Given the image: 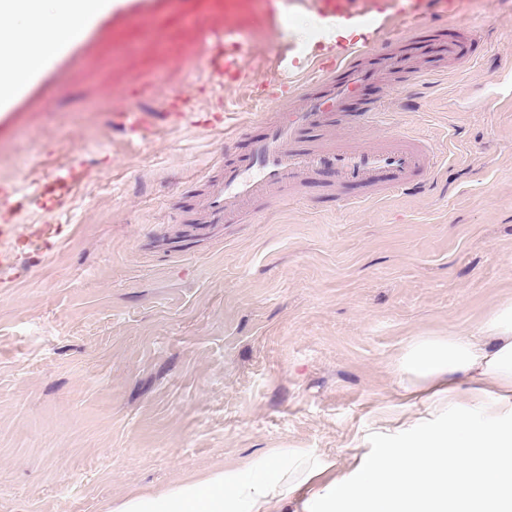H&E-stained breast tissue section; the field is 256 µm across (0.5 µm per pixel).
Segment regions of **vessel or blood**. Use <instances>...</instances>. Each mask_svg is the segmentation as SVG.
Listing matches in <instances>:
<instances>
[{"instance_id": "vessel-or-blood-1", "label": "vessel or blood", "mask_w": 512, "mask_h": 512, "mask_svg": "<svg viewBox=\"0 0 512 512\" xmlns=\"http://www.w3.org/2000/svg\"><path fill=\"white\" fill-rule=\"evenodd\" d=\"M317 2L319 17L338 22L354 9L363 26L377 31L402 26L413 36L391 38L376 54L354 41L333 47L316 45L286 59L278 94H269L267 84H253L252 97L262 107V131L247 143H234L218 162L216 173L207 177L193 236H203L211 225L231 217H255L268 202L285 198L287 191L310 180L329 187L357 182L369 197L378 198L422 186L432 175L437 155L421 137L391 131L376 145L364 148L337 138L336 133L357 131L363 122L381 116L383 100L360 96V89L380 84L386 77L396 87L414 80L413 61L424 43L442 36L448 23L471 16L476 0H367L362 10L356 7L358 0ZM254 48L248 30L222 27L203 46L201 63L213 81L243 83L247 81L244 61ZM444 52L443 58L433 60L435 70L464 66L462 40L448 39ZM185 104V98L176 94L164 112L115 109L109 123L113 131L130 139L144 138L160 123L171 127L189 123L205 134L223 127L222 113L195 114L185 111ZM90 176L89 166L73 163L62 173L42 179L37 185L40 207L56 212L67 209ZM24 209L17 188L1 183V239L13 235L15 218Z\"/></svg>"}]
</instances>
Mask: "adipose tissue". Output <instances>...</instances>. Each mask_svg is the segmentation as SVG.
<instances>
[{"label": "adipose tissue", "instance_id": "1", "mask_svg": "<svg viewBox=\"0 0 512 512\" xmlns=\"http://www.w3.org/2000/svg\"><path fill=\"white\" fill-rule=\"evenodd\" d=\"M112 0H0V101L14 99L64 49L83 39ZM406 405L464 412L426 427L405 448H356L349 472L332 475L314 452H271L261 467L219 469L159 495L120 501L113 512H301L322 503L349 512H512V304L476 331L411 341L397 369Z\"/></svg>", "mask_w": 512, "mask_h": 512}]
</instances>
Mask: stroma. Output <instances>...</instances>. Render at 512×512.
Instances as JSON below:
<instances>
[{
    "mask_svg": "<svg viewBox=\"0 0 512 512\" xmlns=\"http://www.w3.org/2000/svg\"><path fill=\"white\" fill-rule=\"evenodd\" d=\"M487 3L469 64L376 89L440 155L423 190L368 202L358 186L308 182L184 251L176 237L227 134L258 131L251 85L279 72L281 24L297 49L335 44L313 0H124L0 106V182L94 169L70 210L34 209L7 241L20 279L0 288V512H112L274 448L341 470L356 442L402 447L411 426L375 435L400 402L409 343L475 331L512 302V102L485 104L495 83L512 86V0ZM185 12L255 30L247 82L208 88ZM151 18L179 54L143 110L178 92L199 111L230 108L226 132L161 124L132 143L106 125L158 59L143 51L100 85L88 74ZM46 228L59 239L47 257L34 238Z\"/></svg>",
    "mask_w": 512,
    "mask_h": 512,
    "instance_id": "35a3bbf8",
    "label": "stroma"
}]
</instances>
